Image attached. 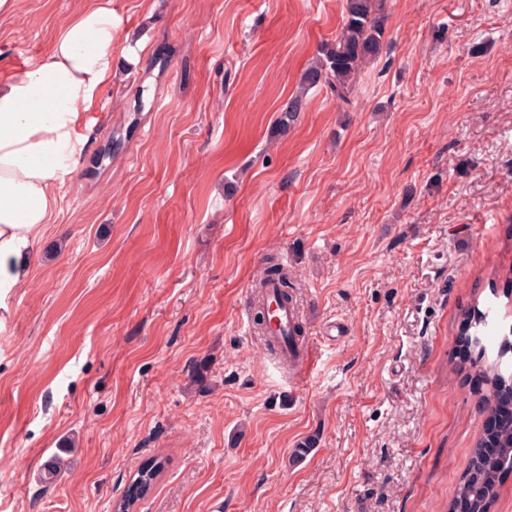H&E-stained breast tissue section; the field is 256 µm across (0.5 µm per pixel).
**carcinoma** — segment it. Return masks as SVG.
I'll use <instances>...</instances> for the list:
<instances>
[{
  "label": "carcinoma",
  "mask_w": 512,
  "mask_h": 512,
  "mask_svg": "<svg viewBox=\"0 0 512 512\" xmlns=\"http://www.w3.org/2000/svg\"><path fill=\"white\" fill-rule=\"evenodd\" d=\"M384 19V0H346L341 30L334 42L321 46L315 62L303 73L304 88L324 85L336 100L349 103L359 69L376 57L381 49ZM302 107L303 96L291 98L281 109L277 126L282 130L288 129ZM269 281L279 284L284 300L292 299L288 289L293 287V283L288 270L273 258L264 268L258 286ZM487 324V313L466 312L461 318L459 336L466 346L477 349L475 364L487 385L482 402L488 415L493 416L502 410L505 397H512V370L502 366L499 357L492 361L485 358L486 346L479 332ZM484 442L483 437L477 441L471 466L455 495L457 499L470 501L476 512H489L498 494L501 474L512 470V426L503 427L495 433L496 453L483 454ZM160 470L159 461L145 463L133 479L128 493L116 506L117 512H132L135 503L153 488Z\"/></svg>",
  "instance_id": "carcinoma-1"
}]
</instances>
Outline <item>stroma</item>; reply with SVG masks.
<instances>
[{"instance_id": "stroma-1", "label": "stroma", "mask_w": 512, "mask_h": 512, "mask_svg": "<svg viewBox=\"0 0 512 512\" xmlns=\"http://www.w3.org/2000/svg\"><path fill=\"white\" fill-rule=\"evenodd\" d=\"M92 3L15 0L0 81ZM111 7L112 80L0 331V512H113L151 459L136 512H448L487 419L461 316L490 309L493 354L512 311V0H387L346 105L299 92L344 0ZM270 256L300 382L254 329ZM268 260V266L264 268L259 278L258 288H262L269 281H276L281 288V297L286 301L293 300L292 295L288 292V288H294L288 270L278 263L275 258H269ZM284 355L287 357L288 370L293 375L305 374L309 368L311 355L310 347L305 340L300 339L293 349H284Z\"/></svg>"}]
</instances>
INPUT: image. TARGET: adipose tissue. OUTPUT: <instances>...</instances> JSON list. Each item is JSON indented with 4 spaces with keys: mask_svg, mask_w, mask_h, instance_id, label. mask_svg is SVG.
I'll return each mask as SVG.
<instances>
[{
    "mask_svg": "<svg viewBox=\"0 0 512 512\" xmlns=\"http://www.w3.org/2000/svg\"><path fill=\"white\" fill-rule=\"evenodd\" d=\"M112 80V10L97 0L66 23L51 50L0 84V330L27 256L53 216L54 187L83 143V118Z\"/></svg>",
    "mask_w": 512,
    "mask_h": 512,
    "instance_id": "ef3b65f1",
    "label": "adipose tissue"
}]
</instances>
